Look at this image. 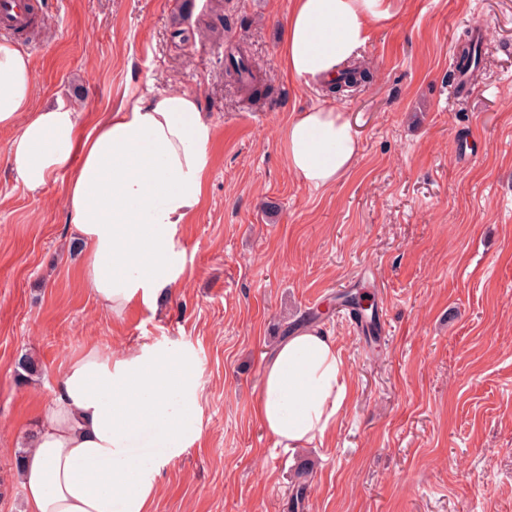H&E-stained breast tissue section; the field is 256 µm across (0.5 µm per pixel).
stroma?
<instances>
[{
  "label": "stroma",
  "instance_id": "obj_1",
  "mask_svg": "<svg viewBox=\"0 0 512 512\" xmlns=\"http://www.w3.org/2000/svg\"><path fill=\"white\" fill-rule=\"evenodd\" d=\"M35 106L92 128L164 90L199 96L215 130L203 203L173 238L182 273L156 304L106 314L82 275L67 176L30 192L0 129V512H19L15 453L65 363L96 347L169 349L198 370L199 439L162 469L152 512H512V0H391L350 96L304 86L278 48L290 0H33ZM228 16V32L212 19ZM484 39L465 100L448 73L463 30ZM241 50L271 97L224 73ZM339 107L359 152L333 186L288 168L293 113ZM371 296L366 341L338 295ZM322 313L354 395L321 446L288 453L253 410L274 344ZM41 372L18 379L21 356ZM313 472L304 500L294 476Z\"/></svg>",
  "mask_w": 512,
  "mask_h": 512
}]
</instances>
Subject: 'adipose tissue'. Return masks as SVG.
Instances as JSON below:
<instances>
[{
	"mask_svg": "<svg viewBox=\"0 0 512 512\" xmlns=\"http://www.w3.org/2000/svg\"><path fill=\"white\" fill-rule=\"evenodd\" d=\"M390 0H290L279 46L299 83L334 78L358 55ZM29 54L0 41V129L7 164L38 191L69 174L65 203L85 249L83 271L100 307L121 316L152 302L180 276L178 225L201 204L214 128L196 94L169 90L107 113L93 128L65 104L37 109ZM289 169L314 188L336 183L359 149L333 107L297 112L283 130ZM192 367L170 350L91 348L71 358L19 466L22 512H150L162 467L193 443ZM350 370L334 337L310 323L281 339L262 369L255 416L277 446L322 444L351 403ZM149 435L159 455L137 452Z\"/></svg>",
	"mask_w": 512,
	"mask_h": 512,
	"instance_id": "ef3b65f1",
	"label": "adipose tissue"
}]
</instances>
